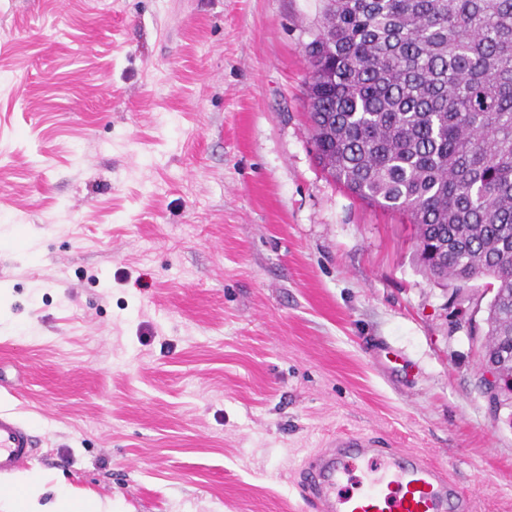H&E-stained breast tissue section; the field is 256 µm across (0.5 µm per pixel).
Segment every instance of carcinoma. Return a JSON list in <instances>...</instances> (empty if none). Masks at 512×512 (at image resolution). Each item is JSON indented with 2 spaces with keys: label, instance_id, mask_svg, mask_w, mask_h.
I'll list each match as a JSON object with an SVG mask.
<instances>
[{
  "label": "carcinoma",
  "instance_id": "cac0c4a2",
  "mask_svg": "<svg viewBox=\"0 0 512 512\" xmlns=\"http://www.w3.org/2000/svg\"><path fill=\"white\" fill-rule=\"evenodd\" d=\"M306 52L316 158L407 215L456 291L488 277L489 347L512 345V0H325Z\"/></svg>",
  "mask_w": 512,
  "mask_h": 512
}]
</instances>
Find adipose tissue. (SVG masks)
Here are the masks:
<instances>
[{
    "label": "adipose tissue",
    "mask_w": 512,
    "mask_h": 512,
    "mask_svg": "<svg viewBox=\"0 0 512 512\" xmlns=\"http://www.w3.org/2000/svg\"><path fill=\"white\" fill-rule=\"evenodd\" d=\"M13 483L19 493L12 512H112L111 503L93 496L76 498L60 489L49 492L45 481L34 474H17Z\"/></svg>",
    "instance_id": "ef3b65f1"
}]
</instances>
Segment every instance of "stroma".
Wrapping results in <instances>:
<instances>
[{"label": "stroma", "instance_id": "1", "mask_svg": "<svg viewBox=\"0 0 512 512\" xmlns=\"http://www.w3.org/2000/svg\"><path fill=\"white\" fill-rule=\"evenodd\" d=\"M323 0H0V408L116 512H300L342 432L512 512L488 295L314 159ZM506 356L505 352L482 351L483 366L479 387L483 397L496 411L505 408L502 400L512 390V377L502 376L498 370L497 360H503Z\"/></svg>", "mask_w": 512, "mask_h": 512}]
</instances>
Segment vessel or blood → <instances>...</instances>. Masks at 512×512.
<instances>
[{
    "instance_id": "b4317fda",
    "label": "vessel or blood",
    "mask_w": 512,
    "mask_h": 512,
    "mask_svg": "<svg viewBox=\"0 0 512 512\" xmlns=\"http://www.w3.org/2000/svg\"><path fill=\"white\" fill-rule=\"evenodd\" d=\"M37 443L28 424L0 410V474L30 463ZM364 436L337 438L333 447L311 457L298 486L304 507L311 512H470L471 501L462 494L445 469L414 455L391 453L390 471L357 491L337 495L336 487L357 458L380 456Z\"/></svg>"
}]
</instances>
